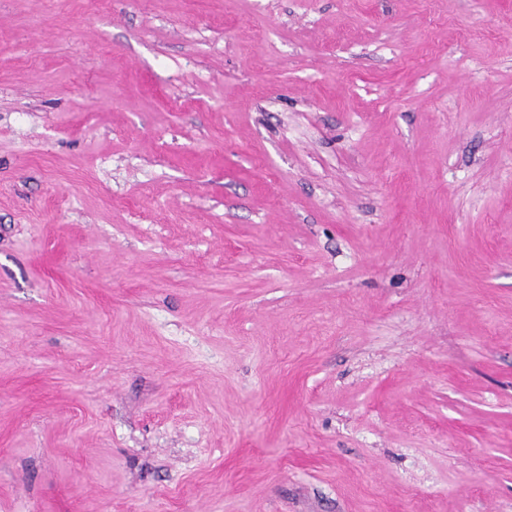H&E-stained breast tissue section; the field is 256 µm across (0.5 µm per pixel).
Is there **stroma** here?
<instances>
[{
    "instance_id": "obj_1",
    "label": "stroma",
    "mask_w": 512,
    "mask_h": 512,
    "mask_svg": "<svg viewBox=\"0 0 512 512\" xmlns=\"http://www.w3.org/2000/svg\"><path fill=\"white\" fill-rule=\"evenodd\" d=\"M0 512H512V0H0Z\"/></svg>"
}]
</instances>
